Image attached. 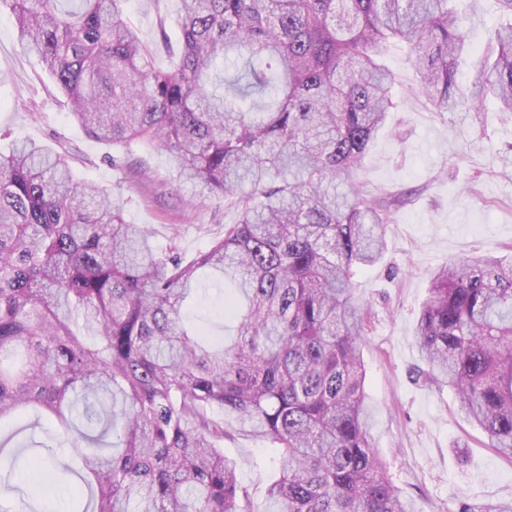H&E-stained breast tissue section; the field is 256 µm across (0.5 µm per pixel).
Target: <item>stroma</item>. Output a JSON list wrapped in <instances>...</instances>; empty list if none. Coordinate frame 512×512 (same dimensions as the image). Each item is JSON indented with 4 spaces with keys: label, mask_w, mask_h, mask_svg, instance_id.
<instances>
[{
    "label": "stroma",
    "mask_w": 512,
    "mask_h": 512,
    "mask_svg": "<svg viewBox=\"0 0 512 512\" xmlns=\"http://www.w3.org/2000/svg\"><path fill=\"white\" fill-rule=\"evenodd\" d=\"M472 52L457 71L461 85L477 75L491 55L489 33L512 23L498 0H464ZM179 0H125L123 15L151 42L166 64L165 41H177ZM383 63L394 78L395 106L378 133L358 176L367 195H399L386 228L383 258L357 278L358 294L375 318L363 347L366 391L374 411L375 445L389 475L419 512H476L494 507L512 512V464L489 448L471 424L454 391L419 381L422 361L415 339L419 310L428 297L429 275L448 260L478 254L512 255V112L493 98L480 110L443 112L423 95L400 44L389 45ZM29 139L67 153L75 176L111 191L131 224L149 226L155 245L176 243L186 255L205 249L234 223L225 203L199 204L190 184L179 180L160 146L141 153L148 181L113 165L111 149L92 139L71 116L67 98L38 60L21 47L9 9L0 10V152ZM224 285L203 277L189 321L214 345L233 337L237 321L225 313ZM10 445L38 458L40 470L21 465L0 472V503L11 512H83L75 498L79 478L55 471L69 462L52 425L33 412L19 415ZM238 462V477L264 500V473L272 452L250 436L225 440Z\"/></svg>",
    "instance_id": "35a3bbf8"
}]
</instances>
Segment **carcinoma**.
Returning <instances> with one entry per match:
<instances>
[{
	"mask_svg": "<svg viewBox=\"0 0 512 512\" xmlns=\"http://www.w3.org/2000/svg\"><path fill=\"white\" fill-rule=\"evenodd\" d=\"M124 2L0 8L112 162L159 141L197 201L229 199L237 220L188 259L53 149L0 154V427L29 408L53 419L93 512H419L371 435L372 312L356 297L396 198L364 195L355 175L394 105L391 40L440 109L490 95L512 112V25L491 30L469 91L454 0H180L165 66ZM202 269L246 302L219 347L183 322ZM416 340L420 376L451 387L511 462L512 261L463 256L431 273ZM244 433L275 454L261 509L222 448Z\"/></svg>",
	"mask_w": 512,
	"mask_h": 512,
	"instance_id": "1",
	"label": "carcinoma"
}]
</instances>
